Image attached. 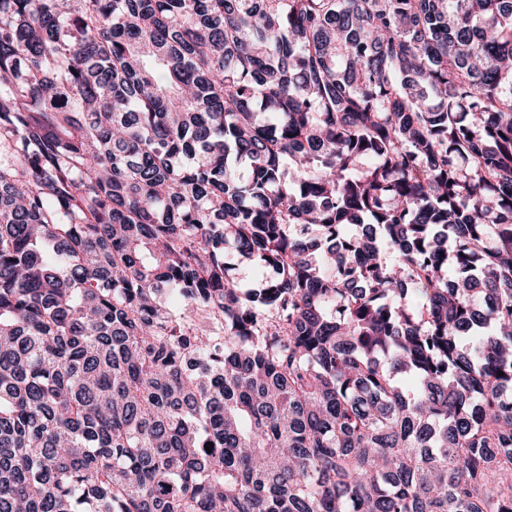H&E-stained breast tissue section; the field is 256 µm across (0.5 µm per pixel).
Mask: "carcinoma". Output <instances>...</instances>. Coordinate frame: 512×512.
I'll list each match as a JSON object with an SVG mask.
<instances>
[{"instance_id": "carcinoma-1", "label": "carcinoma", "mask_w": 512, "mask_h": 512, "mask_svg": "<svg viewBox=\"0 0 512 512\" xmlns=\"http://www.w3.org/2000/svg\"><path fill=\"white\" fill-rule=\"evenodd\" d=\"M0 512H512V0H0Z\"/></svg>"}]
</instances>
